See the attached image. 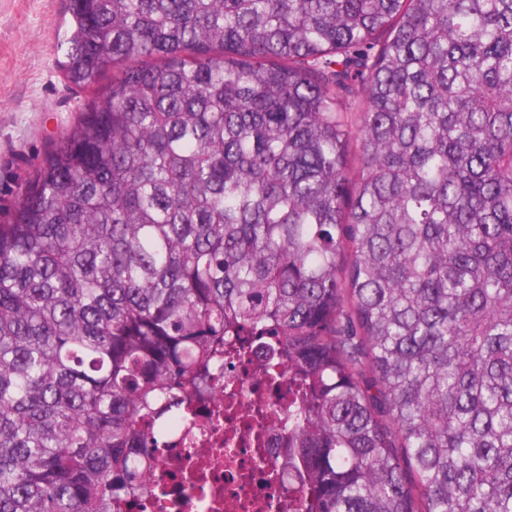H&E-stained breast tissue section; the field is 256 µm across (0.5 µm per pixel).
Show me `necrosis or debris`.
<instances>
[{"label":"necrosis or debris","mask_w":512,"mask_h":512,"mask_svg":"<svg viewBox=\"0 0 512 512\" xmlns=\"http://www.w3.org/2000/svg\"><path fill=\"white\" fill-rule=\"evenodd\" d=\"M267 343L238 337L190 423L151 449L146 491L113 512H299L287 435L267 416L287 403L288 384L268 387L256 372Z\"/></svg>","instance_id":"obj_1"}]
</instances>
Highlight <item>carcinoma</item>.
I'll list each match as a JSON object with an SVG mask.
<instances>
[{
	"label": "carcinoma",
	"mask_w": 512,
	"mask_h": 512,
	"mask_svg": "<svg viewBox=\"0 0 512 512\" xmlns=\"http://www.w3.org/2000/svg\"><path fill=\"white\" fill-rule=\"evenodd\" d=\"M112 72L0 224V512L278 337L303 512H512V0H64Z\"/></svg>",
	"instance_id": "cac0c4a2"
}]
</instances>
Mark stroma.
I'll return each mask as SVG.
<instances>
[{
	"mask_svg": "<svg viewBox=\"0 0 512 512\" xmlns=\"http://www.w3.org/2000/svg\"><path fill=\"white\" fill-rule=\"evenodd\" d=\"M69 27L62 0H0V222H7L26 178L76 119L96 88L70 86L59 68Z\"/></svg>",
	"mask_w": 512,
	"mask_h": 512,
	"instance_id": "1",
	"label": "stroma"
}]
</instances>
